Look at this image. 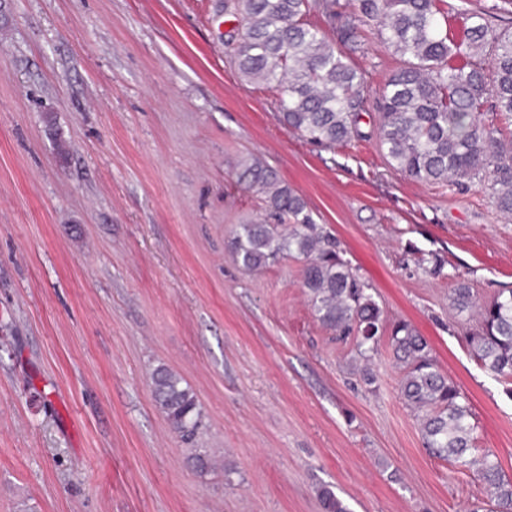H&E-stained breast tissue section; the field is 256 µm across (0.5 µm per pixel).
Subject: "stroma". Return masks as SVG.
<instances>
[{"label": "stroma", "mask_w": 512, "mask_h": 512, "mask_svg": "<svg viewBox=\"0 0 512 512\" xmlns=\"http://www.w3.org/2000/svg\"><path fill=\"white\" fill-rule=\"evenodd\" d=\"M512 30L504 0H447ZM224 0H0V512H472V470L431 455L388 339L364 361L315 319L301 262L244 272L228 242L263 208L233 167L276 170L465 395L512 479V384L472 358L482 300L512 287V218L479 185L425 184L368 138L325 149L226 60ZM357 63L375 102L393 65ZM196 393L193 444L151 393ZM368 366L366 381L360 366ZM218 463L205 473L191 447Z\"/></svg>", "instance_id": "stroma-1"}]
</instances>
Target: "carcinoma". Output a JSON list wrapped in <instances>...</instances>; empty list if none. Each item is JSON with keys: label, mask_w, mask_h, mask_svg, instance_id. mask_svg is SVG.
<instances>
[{"label": "carcinoma", "mask_w": 512, "mask_h": 512, "mask_svg": "<svg viewBox=\"0 0 512 512\" xmlns=\"http://www.w3.org/2000/svg\"><path fill=\"white\" fill-rule=\"evenodd\" d=\"M237 22L225 53L248 83L277 92L282 122L323 148L363 137L364 77L353 62L370 32L392 52L395 66L379 99L376 141L388 164L426 184L464 185L490 192L497 211L512 216V139L484 119L490 110L512 121V32L499 31L477 13L448 37L446 0H224ZM237 183L264 195L267 213L240 224L230 241L237 263L261 270L287 256L303 263L302 287L316 320L363 352L377 353L387 329L370 285L343 257L336 238L317 224L305 199L260 161L241 159ZM452 306L474 312L479 329L465 336L477 363L512 380V289L482 302L459 280ZM394 359L403 370L401 395L420 417L432 455L476 467L491 512H512V481L485 454L467 459L474 444L471 410L458 386L442 374L427 340L408 323L390 328ZM151 392L171 430L193 438L199 403L165 366L151 373ZM324 512H353L328 486Z\"/></svg>", "instance_id": "cac0c4a2"}]
</instances>
